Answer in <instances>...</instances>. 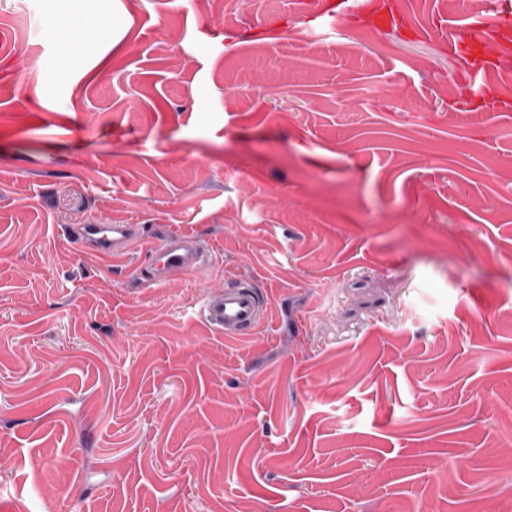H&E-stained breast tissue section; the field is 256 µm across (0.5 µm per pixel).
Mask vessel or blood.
Masks as SVG:
<instances>
[{
	"mask_svg": "<svg viewBox=\"0 0 512 512\" xmlns=\"http://www.w3.org/2000/svg\"><path fill=\"white\" fill-rule=\"evenodd\" d=\"M512 37V0H497L495 9L480 7L467 23L457 26L453 49L469 54L472 69L498 59L502 43ZM71 239L87 244L101 256L119 258L131 251L139 232L133 224H75L69 227ZM144 257L155 282H165L171 274L200 269L206 252L199 240L189 234H172L148 246ZM268 304L255 284L237 283L206 295L201 309L203 319L228 336L252 333L266 319Z\"/></svg>",
	"mask_w": 512,
	"mask_h": 512,
	"instance_id": "obj_1",
	"label": "vessel or blood"
}]
</instances>
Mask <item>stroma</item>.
I'll return each mask as SVG.
<instances>
[{
	"label": "stroma",
	"mask_w": 512,
	"mask_h": 512,
	"mask_svg": "<svg viewBox=\"0 0 512 512\" xmlns=\"http://www.w3.org/2000/svg\"><path fill=\"white\" fill-rule=\"evenodd\" d=\"M318 2L0 0V512H512V69ZM139 232L136 224H74L68 236L85 243L101 256L123 257L134 248ZM144 259L157 283L165 282L173 273L196 271L205 265L206 252L200 241L190 234H171L161 242L147 246ZM253 283H235L206 295L203 319L225 336L251 334L266 319L268 304Z\"/></svg>",
	"instance_id": "obj_1"
}]
</instances>
